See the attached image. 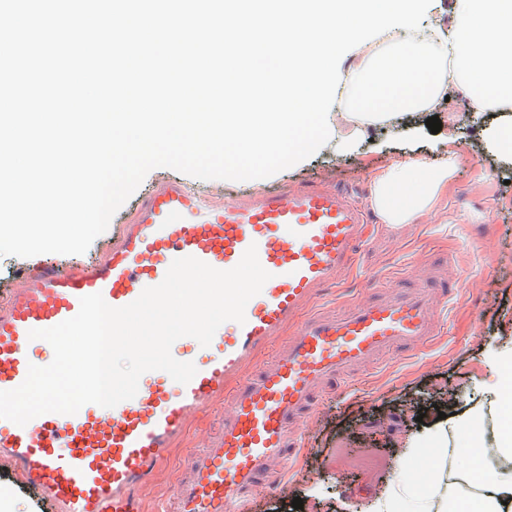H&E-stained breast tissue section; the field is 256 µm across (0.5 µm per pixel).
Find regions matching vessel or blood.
Instances as JSON below:
<instances>
[{
  "label": "vessel or blood",
  "instance_id": "b4317fda",
  "mask_svg": "<svg viewBox=\"0 0 512 512\" xmlns=\"http://www.w3.org/2000/svg\"><path fill=\"white\" fill-rule=\"evenodd\" d=\"M366 228L365 208L336 186L291 184L231 199L220 186L200 196L183 179H161L100 261L24 268L0 306V391L20 386L39 362L30 330L75 316L87 295L126 306L180 257L229 270L256 246L270 278L247 303L245 323L227 322L206 347L193 338L172 346L175 359L197 369L188 384L154 370L133 399L111 408L88 403L23 426L0 418V457L59 512H142L140 486L222 397L223 428L191 454L162 512H239L295 448L291 432L319 394L347 372L427 343L439 299L456 292L438 270L341 313L309 312L319 289L352 269ZM272 345L274 356L257 363Z\"/></svg>",
  "mask_w": 512,
  "mask_h": 512
}]
</instances>
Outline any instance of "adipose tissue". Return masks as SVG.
<instances>
[{
    "label": "adipose tissue",
    "instance_id": "obj_1",
    "mask_svg": "<svg viewBox=\"0 0 512 512\" xmlns=\"http://www.w3.org/2000/svg\"><path fill=\"white\" fill-rule=\"evenodd\" d=\"M454 158L431 165L423 160L395 164L376 174L370 187V204L383 223L408 224L429 213L448 188L455 171ZM419 173V183H412V173ZM402 191L401 202H393L394 191ZM500 443L495 452L507 460L508 466L497 477H489L484 464L472 465L467 475L471 482L484 487L482 501L457 499L452 512H512V414L505 415L499 425Z\"/></svg>",
    "mask_w": 512,
    "mask_h": 512
}]
</instances>
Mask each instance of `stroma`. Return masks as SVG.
Here are the masks:
<instances>
[{
  "label": "stroma",
  "instance_id": "obj_1",
  "mask_svg": "<svg viewBox=\"0 0 512 512\" xmlns=\"http://www.w3.org/2000/svg\"><path fill=\"white\" fill-rule=\"evenodd\" d=\"M347 94L344 87L336 92L325 146L270 177L225 182V192L239 196L317 178L351 186L355 200L365 205L383 168L415 157L435 164L455 153L454 176L436 208L398 229L373 218L356 270L321 289L316 305L342 311L374 296L381 284L421 275L426 258L444 255L453 258L447 272L459 284L460 297L445 309L439 336L416 356H389L323 393L300 428L292 468L278 471L269 487L250 495L244 512H295L297 497L302 512H373L380 502L406 496L424 469L436 483L429 512H448L458 498H479V489L465 480L466 450L475 444L497 447L507 410L493 361L512 352V157L498 153L492 139L499 125L512 120V104L473 110L457 83L438 108L361 121L346 109ZM432 116L442 122L435 134L426 125ZM174 174L167 167L152 169L83 260L101 256L154 182ZM223 421L220 400L192 421L188 437L140 488L144 512H156L183 474L189 450ZM470 423L479 424V437L467 431ZM0 486L11 491L17 512H57L5 460Z\"/></svg>",
  "mask_w": 512,
  "mask_h": 512
}]
</instances>
